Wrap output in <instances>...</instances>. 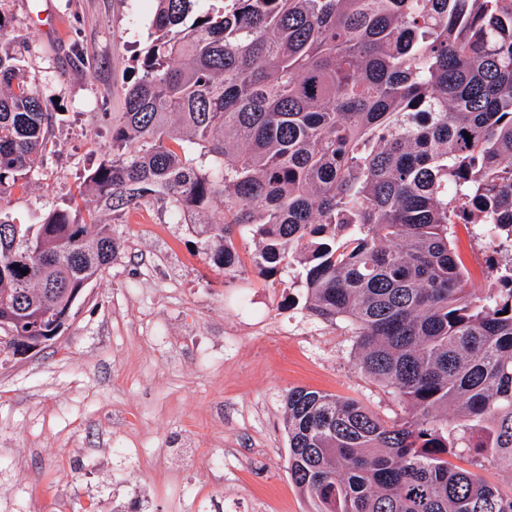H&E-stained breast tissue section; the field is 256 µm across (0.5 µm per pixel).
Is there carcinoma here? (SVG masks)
<instances>
[{"mask_svg":"<svg viewBox=\"0 0 512 512\" xmlns=\"http://www.w3.org/2000/svg\"><path fill=\"white\" fill-rule=\"evenodd\" d=\"M196 2L156 0L112 158L80 189L97 211L56 208L19 242L0 206V323L36 334L44 297L112 262L107 214L157 197L209 224L220 199L212 262L236 271L241 226L262 274L302 267L308 309L347 321L356 367L414 410L387 422L289 390L288 474L311 512H512L448 461L471 430L512 471V260L475 297L455 244L462 225L512 248V0ZM55 118L0 9L1 200L29 186Z\"/></svg>","mask_w":512,"mask_h":512,"instance_id":"1","label":"carcinoma"}]
</instances>
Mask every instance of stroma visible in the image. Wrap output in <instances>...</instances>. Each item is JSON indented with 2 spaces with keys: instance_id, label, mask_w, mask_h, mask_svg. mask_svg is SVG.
Segmentation results:
<instances>
[{
  "instance_id": "obj_1",
  "label": "stroma",
  "mask_w": 512,
  "mask_h": 512,
  "mask_svg": "<svg viewBox=\"0 0 512 512\" xmlns=\"http://www.w3.org/2000/svg\"><path fill=\"white\" fill-rule=\"evenodd\" d=\"M29 46L30 78L57 120L17 223L76 203L112 147L152 0H5ZM117 250L60 339L0 362V512H310L288 476L283 398L303 387L359 400L381 418L410 407L355 365L349 324L311 313L293 266L227 274L210 238L156 198L111 217ZM476 288L495 244L457 230ZM122 451H115V444ZM224 456V471L210 466ZM502 493L512 472L478 449L453 458Z\"/></svg>"
}]
</instances>
